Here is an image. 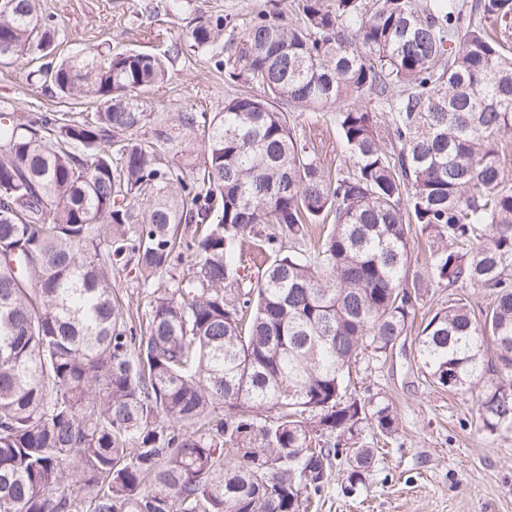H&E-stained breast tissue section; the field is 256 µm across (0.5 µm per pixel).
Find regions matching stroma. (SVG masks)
Here are the masks:
<instances>
[{
  "mask_svg": "<svg viewBox=\"0 0 512 512\" xmlns=\"http://www.w3.org/2000/svg\"><path fill=\"white\" fill-rule=\"evenodd\" d=\"M166 0H40L42 15L56 24V53L129 50L162 52L187 39L197 16L221 14L228 21L225 43L239 42L257 14L283 13L299 23V0H182L178 11H165ZM29 67L17 61L0 63V113L66 112L78 117L91 106L66 100L33 85ZM259 88L225 78L212 52L184 54L169 65L167 80L142 98L147 111L163 123L175 113L219 112L229 97L256 96ZM294 131L307 143L326 175L353 167L332 108H289ZM468 298L476 318H484L494 301L481 288L431 287L417 306L416 324L423 325L449 299ZM413 337H401L385 362L358 363L362 398L385 397L402 425L391 438L364 425L357 444L376 450L375 467L366 489L344 496L345 467L334 464L321 493L318 512H512V430L495 434L481 429L469 393L451 392L425 378L416 366Z\"/></svg>",
  "mask_w": 512,
  "mask_h": 512,
  "instance_id": "1",
  "label": "stroma"
}]
</instances>
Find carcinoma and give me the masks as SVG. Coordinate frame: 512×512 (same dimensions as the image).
I'll list each match as a JSON object with an SVG mask.
<instances>
[{"instance_id": "carcinoma-1", "label": "carcinoma", "mask_w": 512, "mask_h": 512, "mask_svg": "<svg viewBox=\"0 0 512 512\" xmlns=\"http://www.w3.org/2000/svg\"><path fill=\"white\" fill-rule=\"evenodd\" d=\"M9 3L0 62L43 60L42 86L96 111L0 113V512H303L342 442L399 429L346 374L386 359L434 284L495 300L482 320L462 296L438 310L422 368L471 393L485 430L512 429V0H301L300 25L254 18L216 63L261 94L178 113L202 136L189 176L141 97L166 60H55L38 0ZM226 25L198 18L172 55ZM348 100L353 170L332 179L279 103ZM414 231L430 254L412 275ZM247 241L271 255L254 283ZM114 273L151 289L142 332ZM347 456L352 494L374 451Z\"/></svg>"}]
</instances>
